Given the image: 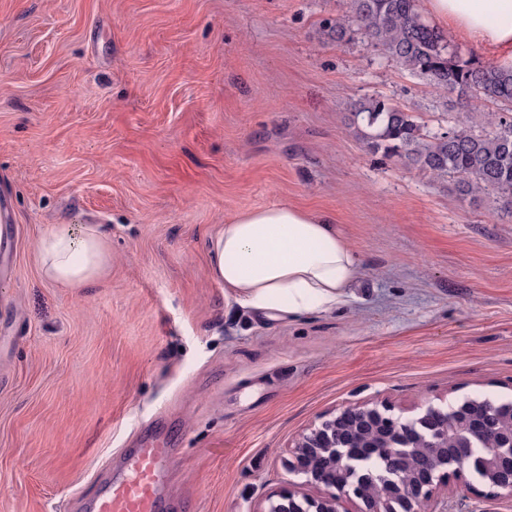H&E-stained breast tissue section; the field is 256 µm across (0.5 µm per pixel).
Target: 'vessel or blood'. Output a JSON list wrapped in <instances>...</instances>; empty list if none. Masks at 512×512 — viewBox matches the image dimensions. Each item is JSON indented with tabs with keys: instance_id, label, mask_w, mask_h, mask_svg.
<instances>
[{
	"instance_id": "b4317fda",
	"label": "vessel or blood",
	"mask_w": 512,
	"mask_h": 512,
	"mask_svg": "<svg viewBox=\"0 0 512 512\" xmlns=\"http://www.w3.org/2000/svg\"><path fill=\"white\" fill-rule=\"evenodd\" d=\"M172 454L155 442L131 449L120 473L100 482L97 493L82 500V512H168L163 484Z\"/></svg>"
}]
</instances>
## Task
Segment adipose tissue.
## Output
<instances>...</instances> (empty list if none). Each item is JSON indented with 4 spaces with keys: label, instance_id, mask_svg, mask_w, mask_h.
<instances>
[{
    "label": "adipose tissue",
    "instance_id": "1",
    "mask_svg": "<svg viewBox=\"0 0 512 512\" xmlns=\"http://www.w3.org/2000/svg\"><path fill=\"white\" fill-rule=\"evenodd\" d=\"M421 9L454 38L512 64V0H422ZM209 256L212 277L267 316L336 308L360 269L356 248L329 218L288 203L234 216L212 238ZM109 261L93 224H59L39 241L42 276L67 288L93 282Z\"/></svg>",
    "mask_w": 512,
    "mask_h": 512
}]
</instances>
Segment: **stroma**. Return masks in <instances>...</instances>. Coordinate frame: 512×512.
I'll use <instances>...</instances> for the list:
<instances>
[{
	"mask_svg": "<svg viewBox=\"0 0 512 512\" xmlns=\"http://www.w3.org/2000/svg\"><path fill=\"white\" fill-rule=\"evenodd\" d=\"M349 0H0V512H77L153 438L170 512H266L304 433L356 406L409 421L512 400V217L348 126L373 94L430 132L456 93L364 38ZM286 202L358 249L347 304L267 318L209 271L212 236ZM58 224H96L110 262L44 279ZM434 512H512L443 487Z\"/></svg>",
	"mask_w": 512,
	"mask_h": 512,
	"instance_id": "35a3bbf8",
	"label": "stroma"
}]
</instances>
